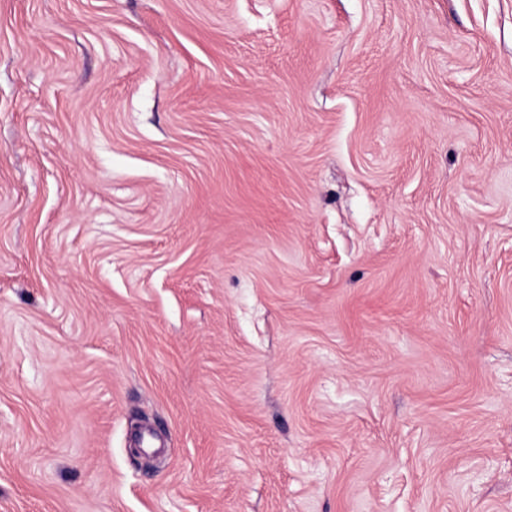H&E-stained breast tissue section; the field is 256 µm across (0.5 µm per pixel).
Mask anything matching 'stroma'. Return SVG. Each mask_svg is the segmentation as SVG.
<instances>
[{"label": "stroma", "instance_id": "obj_1", "mask_svg": "<svg viewBox=\"0 0 512 512\" xmlns=\"http://www.w3.org/2000/svg\"><path fill=\"white\" fill-rule=\"evenodd\" d=\"M0 512H512V0H0Z\"/></svg>", "mask_w": 512, "mask_h": 512}]
</instances>
